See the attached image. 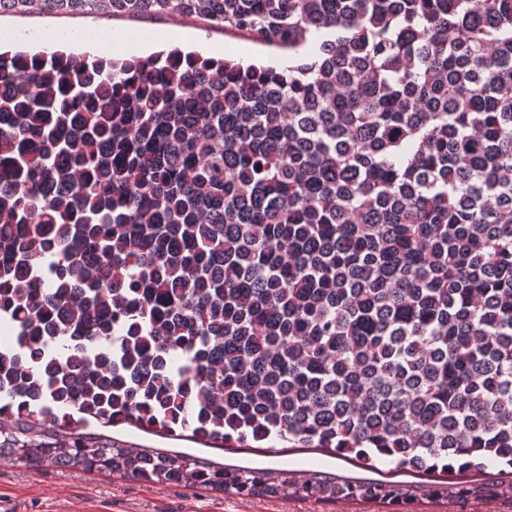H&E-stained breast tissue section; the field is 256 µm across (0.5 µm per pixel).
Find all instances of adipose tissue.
<instances>
[{
	"label": "adipose tissue",
	"mask_w": 512,
	"mask_h": 512,
	"mask_svg": "<svg viewBox=\"0 0 512 512\" xmlns=\"http://www.w3.org/2000/svg\"><path fill=\"white\" fill-rule=\"evenodd\" d=\"M2 46H10L31 54L50 52L61 47L76 54H108L119 47L127 55L144 58L156 50L157 41L152 37H133L116 30L96 28L73 33L50 31L38 40L23 42L15 28L4 25L0 27V47Z\"/></svg>",
	"instance_id": "adipose-tissue-1"
}]
</instances>
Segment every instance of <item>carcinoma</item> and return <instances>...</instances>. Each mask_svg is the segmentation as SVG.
<instances>
[{
  "label": "carcinoma",
  "mask_w": 512,
  "mask_h": 512,
  "mask_svg": "<svg viewBox=\"0 0 512 512\" xmlns=\"http://www.w3.org/2000/svg\"><path fill=\"white\" fill-rule=\"evenodd\" d=\"M33 0H0V16ZM311 48L0 54V461L413 512L417 486L103 441L512 466V0H39Z\"/></svg>",
  "instance_id": "obj_1"
}]
</instances>
